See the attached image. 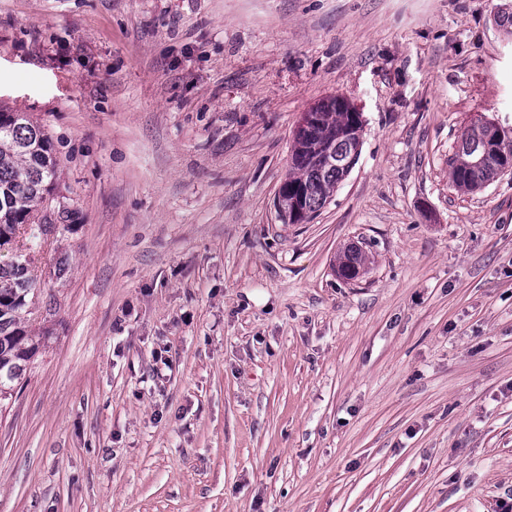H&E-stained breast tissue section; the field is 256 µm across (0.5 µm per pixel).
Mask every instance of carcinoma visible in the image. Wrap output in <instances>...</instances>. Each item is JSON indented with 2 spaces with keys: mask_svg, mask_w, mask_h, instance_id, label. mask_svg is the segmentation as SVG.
I'll list each match as a JSON object with an SVG mask.
<instances>
[{
  "mask_svg": "<svg viewBox=\"0 0 512 512\" xmlns=\"http://www.w3.org/2000/svg\"><path fill=\"white\" fill-rule=\"evenodd\" d=\"M317 121L294 138L288 181L282 186L280 211L288 223L296 221L295 206L315 215L342 177L358 161L363 128L362 113L341 108L339 97L317 104ZM490 121L465 127L448 158L452 183L469 192L487 187L506 174L512 163V132L499 136L486 150ZM58 172L51 143L28 112L0 109V412L22 384L31 360L46 337L27 330L41 292L35 274L34 247L48 238L73 230L72 224H45L38 220L57 188ZM366 262L355 243L338 257L337 273L358 277Z\"/></svg>",
  "mask_w": 512,
  "mask_h": 512,
  "instance_id": "1",
  "label": "carcinoma"
}]
</instances>
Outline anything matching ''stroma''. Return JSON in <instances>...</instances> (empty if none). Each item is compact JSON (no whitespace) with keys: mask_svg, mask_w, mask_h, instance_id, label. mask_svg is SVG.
Listing matches in <instances>:
<instances>
[{"mask_svg":"<svg viewBox=\"0 0 512 512\" xmlns=\"http://www.w3.org/2000/svg\"><path fill=\"white\" fill-rule=\"evenodd\" d=\"M501 2L0 0V107L74 226L35 256L0 512H512V174L448 171L465 126H512ZM336 95L358 162L284 223ZM366 262L365 253L357 244L347 245L338 257L337 273L345 279L358 277Z\"/></svg>","mask_w":512,"mask_h":512,"instance_id":"35a3bbf8","label":"stroma"}]
</instances>
